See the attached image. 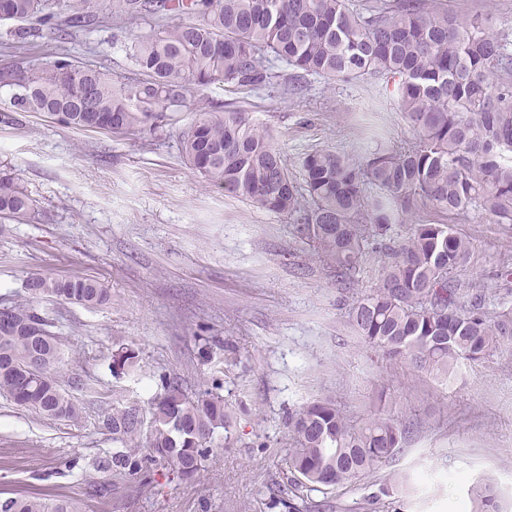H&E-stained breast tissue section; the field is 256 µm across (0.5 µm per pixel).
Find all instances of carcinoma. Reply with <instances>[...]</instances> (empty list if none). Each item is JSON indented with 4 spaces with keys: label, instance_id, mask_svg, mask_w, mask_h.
I'll return each instance as SVG.
<instances>
[{
    "label": "carcinoma",
    "instance_id": "carcinoma-1",
    "mask_svg": "<svg viewBox=\"0 0 512 512\" xmlns=\"http://www.w3.org/2000/svg\"><path fill=\"white\" fill-rule=\"evenodd\" d=\"M102 0H0V20L38 18L49 24L70 12L71 27L95 19ZM150 0H108L109 14L135 20ZM177 20L151 37L132 36L134 76L118 80L74 59L64 45L45 67L0 73L14 89L11 106L43 113L59 125L116 135L143 132L190 111L192 90L225 85L237 92L273 84L271 61L285 64L288 92L306 77L396 84L397 102L412 140L381 145L353 158L328 149L300 158L295 178L269 131L248 115L219 106L182 132L189 166L224 194L286 216L311 241L341 290L356 294L350 320L364 344L393 360L437 375L459 363L484 360L512 343V305L494 311L469 297L455 272L470 244L446 224L397 223L423 201L441 212L474 209L512 223V34H491L474 19L461 22L427 0H169ZM34 200L14 177H0V218L21 222ZM382 257L375 283L357 294L366 264ZM29 297L7 308L0 325V395L51 420L77 423L83 407L68 393L78 385L63 360L54 319L35 300L88 308L112 303L99 281L84 276L26 281ZM37 354L42 369L32 370ZM131 349L113 354L112 370L136 365ZM144 435L140 407L118 399L103 415L118 449L105 468L112 475L144 474L147 464L169 465L179 479L200 477L214 436L229 426L224 398L211 385L190 395L175 378L161 379ZM294 448L281 492L344 485L402 450L410 426L389 417L357 422L337 405L315 400L289 418ZM471 512H504L494 486L468 487ZM0 512H83L75 499L31 491H0Z\"/></svg>",
    "mask_w": 512,
    "mask_h": 512
}]
</instances>
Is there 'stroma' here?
Listing matches in <instances>:
<instances>
[{
	"label": "stroma",
	"instance_id": "35a3bbf8",
	"mask_svg": "<svg viewBox=\"0 0 512 512\" xmlns=\"http://www.w3.org/2000/svg\"><path fill=\"white\" fill-rule=\"evenodd\" d=\"M449 14L490 19L512 32V0H442ZM172 19L160 11L123 24L101 14L73 30L69 48L123 79L130 34L151 35ZM0 85V173L16 174L37 201L23 224L0 226V306L24 295L30 274L92 276L111 304L55 308L70 348L68 369L96 385L99 406L114 395L149 409L160 378L187 391L219 380L231 444L214 448L199 480L169 467L151 487L99 471L110 432L90 407L84 422L49 421L0 397V489L83 499L86 512H468L466 490L489 477L512 496V348L450 376L418 372L366 347L337 288L286 217L230 197L181 158L178 122L117 137L59 126L19 112ZM191 103L213 101L266 126L288 164L313 149L355 157L378 142L411 138L394 86L325 84L303 94L267 87L247 95L213 85ZM472 250L457 276L487 300L512 296V224L470 211L448 219ZM133 349V370L113 374L112 354ZM329 399L354 419L392 416L414 430L392 462L323 492L280 501L287 481L288 418Z\"/></svg>",
	"mask_w": 512,
	"mask_h": 512
}]
</instances>
